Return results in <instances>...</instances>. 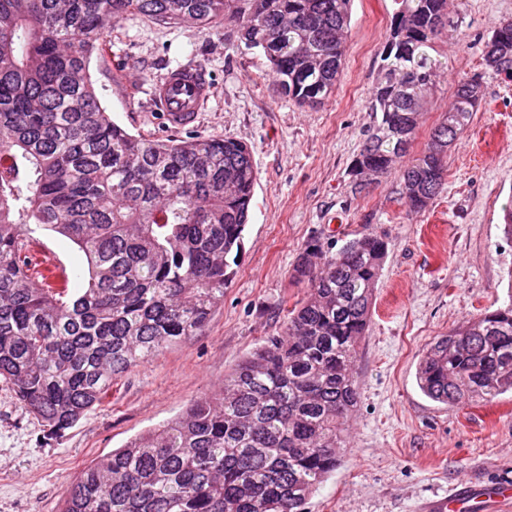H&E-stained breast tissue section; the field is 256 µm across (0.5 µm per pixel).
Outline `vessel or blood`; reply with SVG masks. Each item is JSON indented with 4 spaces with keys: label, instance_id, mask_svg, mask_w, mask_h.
<instances>
[{
    "label": "vessel or blood",
    "instance_id": "obj_1",
    "mask_svg": "<svg viewBox=\"0 0 512 512\" xmlns=\"http://www.w3.org/2000/svg\"><path fill=\"white\" fill-rule=\"evenodd\" d=\"M213 94L206 72L194 65L169 70L157 80L151 91L164 123L182 129L193 124ZM512 504V482H498L487 489L469 480H461L448 498L433 502L429 512H488L490 505Z\"/></svg>",
    "mask_w": 512,
    "mask_h": 512
}]
</instances>
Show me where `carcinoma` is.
Masks as SVG:
<instances>
[{
    "label": "carcinoma",
    "mask_w": 512,
    "mask_h": 512,
    "mask_svg": "<svg viewBox=\"0 0 512 512\" xmlns=\"http://www.w3.org/2000/svg\"><path fill=\"white\" fill-rule=\"evenodd\" d=\"M351 0H0V378L52 435L112 381L200 333L224 303L243 248L257 173L243 141L145 138L102 108L88 59L120 16L208 29L238 18L240 42L267 58L282 94L314 107L335 91ZM369 101L373 124L351 175L383 178L398 158L400 199L423 211L480 102L460 82L426 147L410 155L443 62L448 0H395ZM485 65L512 74V21ZM77 246L86 279H25L37 230ZM387 253L365 234L341 248L311 239L294 279L306 295L282 334L224 375L212 398L91 463L60 512H302L336 470L359 391L352 370ZM419 386L448 407L512 393V304L465 321L427 350Z\"/></svg>",
    "instance_id": "obj_1"
}]
</instances>
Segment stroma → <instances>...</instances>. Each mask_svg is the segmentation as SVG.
<instances>
[{"instance_id":"1","label":"stroma","mask_w":512,"mask_h":512,"mask_svg":"<svg viewBox=\"0 0 512 512\" xmlns=\"http://www.w3.org/2000/svg\"><path fill=\"white\" fill-rule=\"evenodd\" d=\"M395 9L394 0H351L336 90L316 109L281 94L265 56L240 45L232 16L209 29L129 16L105 34L89 72L111 119L131 134L171 133L151 103L155 80L181 65L207 72L214 94L191 132L246 142L258 174L244 249L203 331L118 378L61 437L48 436L0 379V512H57L84 467L215 392L264 337L282 332L286 308L303 294L290 274L305 244L317 237L339 248L362 234L384 238L388 250L354 369L360 397L342 462L306 512H423L461 480L512 481V394L447 407L416 381L433 341L512 303V79L484 62L493 27L512 20V0H448V33L437 43L448 68L419 116L414 151L460 80L480 76L483 100L448 151L440 193L418 214L400 200L397 174L357 193L350 173L373 121L368 101ZM35 244L69 277L86 274L68 239L41 231Z\"/></svg>"}]
</instances>
